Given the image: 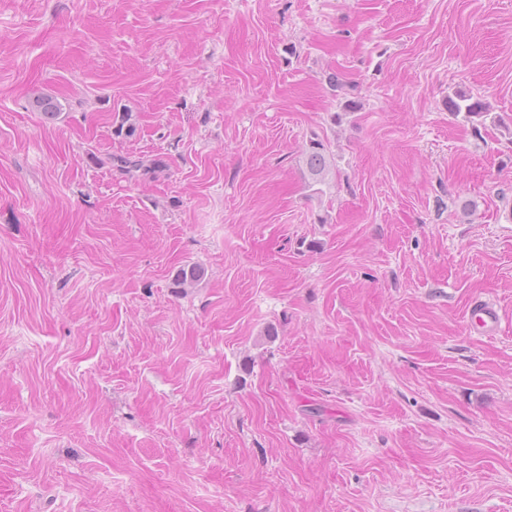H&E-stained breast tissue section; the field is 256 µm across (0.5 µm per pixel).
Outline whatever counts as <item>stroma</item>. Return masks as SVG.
Listing matches in <instances>:
<instances>
[{"label":"stroma","mask_w":512,"mask_h":512,"mask_svg":"<svg viewBox=\"0 0 512 512\" xmlns=\"http://www.w3.org/2000/svg\"><path fill=\"white\" fill-rule=\"evenodd\" d=\"M0 512H512V0H0ZM448 110L454 115L464 112L468 118L487 113L485 112L486 105L481 99L463 90L455 92L454 97L448 98ZM303 162L311 180L321 184L330 167L329 153L323 141L310 139ZM109 161L113 168L131 177H134L135 174L139 171H143L144 174H147L154 168H159L160 165L159 161H154L152 163V169L151 166L144 165L143 160L124 155H113L109 158ZM500 315L495 306L487 301L476 302L468 320L467 328L472 334L489 336L496 331Z\"/></svg>","instance_id":"1"}]
</instances>
